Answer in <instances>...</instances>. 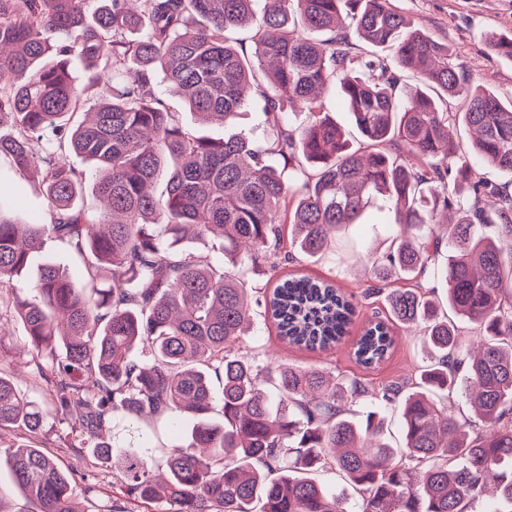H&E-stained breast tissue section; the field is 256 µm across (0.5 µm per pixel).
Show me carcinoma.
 <instances>
[{
    "label": "carcinoma",
    "instance_id": "obj_1",
    "mask_svg": "<svg viewBox=\"0 0 512 512\" xmlns=\"http://www.w3.org/2000/svg\"><path fill=\"white\" fill-rule=\"evenodd\" d=\"M354 35L371 47L367 57L353 53ZM486 42L512 61V38L492 32ZM405 71L422 82L412 94ZM159 76L206 124L228 125L255 106L271 125L268 142L188 130L158 94ZM331 88L356 143L325 115ZM450 98L464 99V111H449ZM297 109L310 121L294 128ZM6 122L0 158L41 178L51 220L25 222L0 197V287L49 234L89 276L78 287L47 263L9 301L70 447L97 438L94 455L108 463L115 415L194 420L165 479L143 455L121 458L128 499L164 501L168 512H352L310 477L329 467L358 492L360 512H466L489 481L512 512V193L482 181L464 195L451 184L474 163L512 174V100L473 84L448 43L393 0H0ZM460 123L476 131L468 154L454 139ZM35 136L45 139L39 156ZM69 154L95 168L71 165ZM88 184L95 218L78 205ZM377 195L395 203L397 233L371 277L411 282L388 293L391 319L426 324L435 354L409 384L376 393L401 402L400 452L383 441L377 413L344 416V396L369 393L361 383L263 367L240 345L251 327L245 271L277 269L270 260L283 250L322 254ZM196 240L219 241L223 260L187 249ZM430 275L445 282L448 307L479 327L477 347L438 314L423 285ZM260 293L279 339L312 352L344 343L356 317L328 280L288 275ZM394 344L389 324L371 321L353 355L371 367ZM461 372L474 394L471 429L434 398ZM43 420L0 372V430L35 435ZM5 453L37 512H81L51 455L35 445Z\"/></svg>",
    "mask_w": 512,
    "mask_h": 512
}]
</instances>
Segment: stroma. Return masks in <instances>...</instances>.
<instances>
[{
  "label": "stroma",
  "mask_w": 512,
  "mask_h": 512,
  "mask_svg": "<svg viewBox=\"0 0 512 512\" xmlns=\"http://www.w3.org/2000/svg\"><path fill=\"white\" fill-rule=\"evenodd\" d=\"M405 15L433 37L448 42L463 62L473 83L493 91L499 98L512 99V63L491 55L485 36L492 31L512 32V0H395ZM0 191L12 195L16 211L23 219L49 223L50 212L44 188L33 176L14 173L9 164L0 165ZM382 198H375L367 207L360 223L344 226L336 235L334 246L325 254L309 258L300 254L293 258L277 257L276 267L261 266L247 276L249 284L265 285L272 272L300 273L333 280L360 308V315L351 329L359 336L367 320L384 317L388 312L385 294H372L374 284L367 271L387 251L394 235L388 225V213ZM67 269L77 285H85L88 274L83 261L56 239H46L41 250L32 255L29 270L14 280L22 287L34 279L33 269L45 261ZM395 345L389 357L378 365H360L350 344L329 352H310L282 343L273 323L263 308L254 307L253 327L245 338L246 348L258 360L274 357L276 362L300 367H314L331 372L343 382L360 380L369 389L400 382L418 367L429 364L430 348L421 328L394 327ZM23 325L11 315L0 316V371L9 375L17 389L48 413L47 420L35 439L73 476L77 499L83 512H129L131 504L120 491V468L100 463L86 449L70 448L59 438L62 428L55 411L49 387L35 376L25 359L14 352L23 341ZM193 421L179 416L166 429L153 430L146 422L123 416L112 420V452L114 457L135 451L154 465H162L172 445L180 443L190 432Z\"/></svg>",
  "instance_id": "obj_1"
}]
</instances>
